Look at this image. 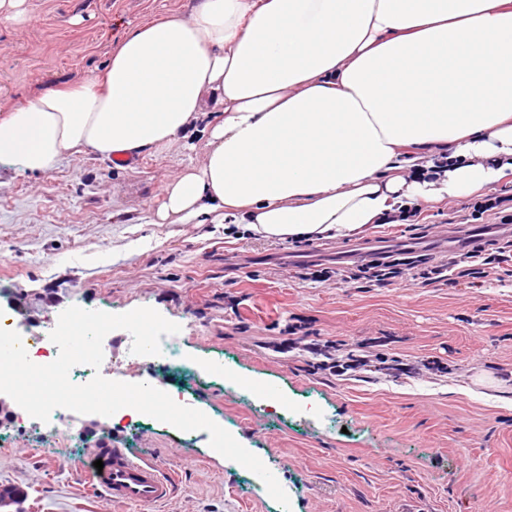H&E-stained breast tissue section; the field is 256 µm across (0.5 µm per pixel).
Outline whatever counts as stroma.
<instances>
[{
    "mask_svg": "<svg viewBox=\"0 0 512 512\" xmlns=\"http://www.w3.org/2000/svg\"><path fill=\"white\" fill-rule=\"evenodd\" d=\"M190 3L25 0L24 22L0 23V114L101 73L128 29ZM206 142L197 127L124 164L72 154L44 174L0 162V315L23 336L73 305L179 324L183 362L127 363L120 329L104 358L120 381L155 380L231 433L287 512H512V275L493 267L453 288L341 275L355 250L443 258L436 227L467 217L470 198L350 240L156 223L164 184L200 165ZM322 267L330 280L312 279ZM105 441L174 472L172 499L119 505L92 487L84 467ZM2 486L26 492L8 512H286L208 432L152 418L81 414L56 445L8 421Z\"/></svg>",
    "mask_w": 512,
    "mask_h": 512,
    "instance_id": "1",
    "label": "stroma"
}]
</instances>
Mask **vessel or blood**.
<instances>
[{
  "label": "vessel or blood",
  "mask_w": 512,
  "mask_h": 512,
  "mask_svg": "<svg viewBox=\"0 0 512 512\" xmlns=\"http://www.w3.org/2000/svg\"><path fill=\"white\" fill-rule=\"evenodd\" d=\"M93 459L103 468H89L93 484L117 503L156 505L173 493L171 477L155 462L109 443L94 448Z\"/></svg>",
  "instance_id": "obj_1"
}]
</instances>
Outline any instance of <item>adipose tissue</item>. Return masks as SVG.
<instances>
[{
  "label": "adipose tissue",
  "mask_w": 512,
  "mask_h": 512,
  "mask_svg": "<svg viewBox=\"0 0 512 512\" xmlns=\"http://www.w3.org/2000/svg\"><path fill=\"white\" fill-rule=\"evenodd\" d=\"M207 111L204 160L164 185L159 223L328 240L480 193L512 172V0H195L0 116V161L132 158Z\"/></svg>",
  "instance_id": "adipose-tissue-1"
}]
</instances>
